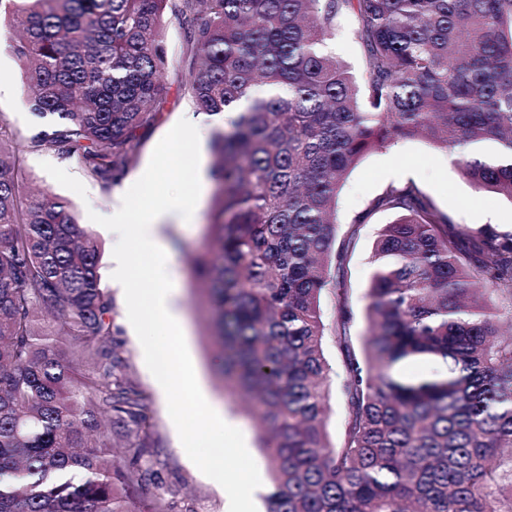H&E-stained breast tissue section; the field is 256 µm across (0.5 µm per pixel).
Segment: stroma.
I'll use <instances>...</instances> for the list:
<instances>
[{
    "label": "stroma",
    "instance_id": "stroma-1",
    "mask_svg": "<svg viewBox=\"0 0 512 512\" xmlns=\"http://www.w3.org/2000/svg\"><path fill=\"white\" fill-rule=\"evenodd\" d=\"M183 27L170 22L164 31V41L171 64L160 79L161 105L153 129L146 136L134 163L128 169L127 180L114 187L109 197H102L98 187L85 180L76 159H61L53 155L32 153L27 157V172L33 187L50 190L67 198L74 206L82 226L93 232L103 244V267H110L112 238L97 227L96 214L122 207L138 213L144 199L164 203L191 192V177L197 166H210V150L196 152L183 148L181 155L168 159L162 147L171 131L193 125L199 114L184 91L190 76L179 54ZM0 114L10 127L22 135H30L48 126V119L38 118L22 99L20 64L11 51L0 52ZM156 164L164 173L153 183H144L141 170ZM414 180L455 223L477 227L489 224L500 230L512 228V201L490 192H475L462 178L448 155L422 139L403 140L395 145L367 154L351 172L337 198L340 224L351 222L368 202L387 185ZM215 185L203 192L194 217L184 224H171L163 231L170 250L172 274L180 290L179 303L184 312L188 352L191 363L201 378L211 402L224 407L241 427L250 455L233 459L237 475L248 478L252 469H266V451L260 448L254 418L246 402L227 395L218 373L219 352L210 336L209 313L201 293L189 274L192 255L208 252L210 233L208 215ZM390 220L389 214L373 215L360 229L357 246L350 265V302L356 318H363L372 265L371 252L379 229ZM112 344L123 358L126 379L146 396L144 414L148 422L144 459L159 475L160 491L173 502L174 512H224L225 490L219 487L200 461L206 448H187L182 443L181 428L174 419L181 403L179 393H161L153 373L141 359L139 337L129 335L121 325L127 307L119 288H111Z\"/></svg>",
    "mask_w": 512,
    "mask_h": 512
}]
</instances>
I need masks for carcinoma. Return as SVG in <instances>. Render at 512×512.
I'll list each match as a JSON object with an SVG mask.
<instances>
[{
    "label": "carcinoma",
    "mask_w": 512,
    "mask_h": 512,
    "mask_svg": "<svg viewBox=\"0 0 512 512\" xmlns=\"http://www.w3.org/2000/svg\"><path fill=\"white\" fill-rule=\"evenodd\" d=\"M25 102L57 118L23 139L0 116V512H135L156 483L145 396L122 375L103 246L68 199L28 190L24 152L79 161L109 194L159 106L163 31L187 22L189 96L217 182L203 282L224 390L268 449L267 512H512V230L455 224L413 180L348 227L341 187L367 154L424 138L478 192L512 201V0H0ZM356 21L363 77L329 54ZM379 212L362 345L346 279ZM333 313L325 316L323 299ZM84 340L82 362L61 340ZM336 344L341 371L324 340ZM443 363L402 381L397 366ZM342 405L339 434L326 429Z\"/></svg>",
    "instance_id": "obj_1"
}]
</instances>
